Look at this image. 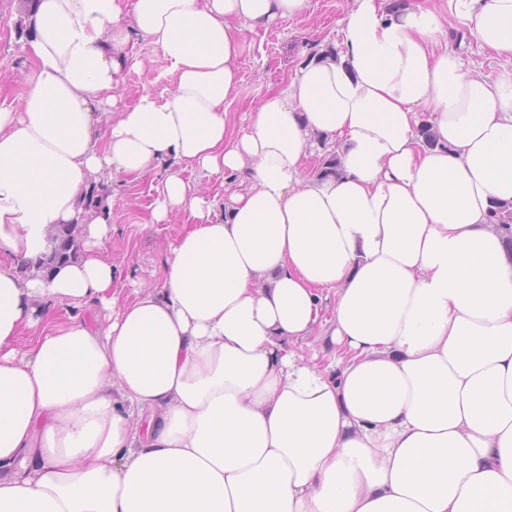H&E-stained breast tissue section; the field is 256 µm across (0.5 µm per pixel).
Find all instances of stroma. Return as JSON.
<instances>
[{
    "instance_id": "1",
    "label": "stroma",
    "mask_w": 512,
    "mask_h": 512,
    "mask_svg": "<svg viewBox=\"0 0 512 512\" xmlns=\"http://www.w3.org/2000/svg\"><path fill=\"white\" fill-rule=\"evenodd\" d=\"M352 0H310L303 14L256 29L251 46L240 59L243 81L238 99L229 107L234 121L271 89H283L299 65L311 54L334 49L340 21ZM26 0H0V106L20 108L24 77L32 65L27 49ZM160 177L150 174L128 184L123 176L108 173L101 192L112 199V233L101 254L112 260L121 299L133 298L136 289L156 281L185 217L172 215L170 223L150 221L149 206L157 195Z\"/></svg>"
}]
</instances>
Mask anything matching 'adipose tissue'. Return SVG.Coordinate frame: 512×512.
Returning <instances> with one entry per match:
<instances>
[{
	"mask_svg": "<svg viewBox=\"0 0 512 512\" xmlns=\"http://www.w3.org/2000/svg\"><path fill=\"white\" fill-rule=\"evenodd\" d=\"M309 3L33 0L0 107V512H512V71L469 76L444 25L512 62V0H354L236 127L249 33ZM135 32L164 90L122 105ZM323 140L338 171L306 174ZM106 170L162 172L153 222L188 219L125 303L83 203ZM73 223L80 258L23 273ZM183 176L193 188L199 190L202 194L207 196L218 194L220 198L224 197V186L242 189L248 184L244 173H238L233 176L205 178L200 177L197 173L185 172Z\"/></svg>",
	"mask_w": 512,
	"mask_h": 512,
	"instance_id": "obj_1",
	"label": "adipose tissue"
}]
</instances>
